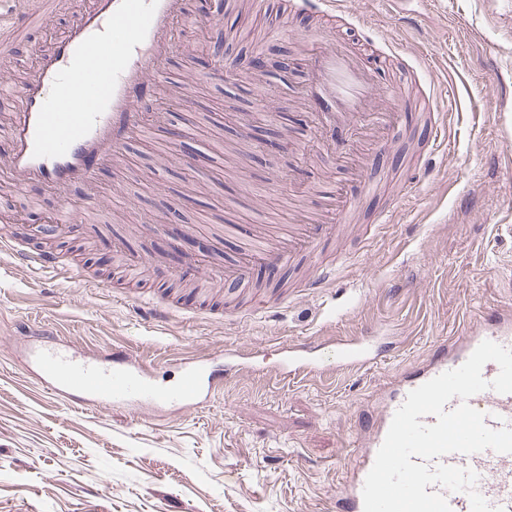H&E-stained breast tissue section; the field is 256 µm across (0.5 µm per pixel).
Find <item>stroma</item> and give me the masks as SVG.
Returning <instances> with one entry per match:
<instances>
[{
    "label": "stroma",
    "mask_w": 512,
    "mask_h": 512,
    "mask_svg": "<svg viewBox=\"0 0 512 512\" xmlns=\"http://www.w3.org/2000/svg\"><path fill=\"white\" fill-rule=\"evenodd\" d=\"M186 2L167 76L140 103L147 119L119 163L59 195L0 183L9 200L0 240L21 236L26 250L54 252L84 274L60 283L0 258V512H336L372 401L468 321L512 310V0H343L334 16L248 0L204 25L205 0ZM69 18L1 48L0 81L31 67ZM277 43L296 62L287 83L268 72L250 84L224 76L226 64ZM338 44L371 72L374 111L392 108L390 86L405 89L398 121L376 137L326 124L303 94L311 53ZM177 85L190 89L189 104ZM430 90L451 100L439 136L413 105ZM244 110L285 138L275 154L237 157L239 177L226 186L215 180L224 155L212 139L236 137ZM127 166L139 180L114 178ZM331 186L354 204L325 248L342 255L333 283L301 288L306 257L256 267L242 286L215 283L245 236L326 223L321 192ZM63 205L93 217L52 230L43 217ZM171 210L210 245L177 276L146 229ZM383 211L390 222L376 226ZM117 251L142 257L138 281L125 279ZM256 290L271 299L270 316L226 314L225 293ZM163 301L167 316L146 319L145 303ZM46 331L76 351L133 349L163 385L188 357L213 354L223 369L228 342L246 347L256 369L191 410L75 408L44 390L27 357ZM362 336L381 344L370 366L288 384L269 370L285 343L320 346L335 366L339 341Z\"/></svg>",
    "instance_id": "35a3bbf8"
}]
</instances>
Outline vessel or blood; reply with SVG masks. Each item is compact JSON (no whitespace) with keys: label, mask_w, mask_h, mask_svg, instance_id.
<instances>
[{"label":"vessel or blood","mask_w":512,"mask_h":512,"mask_svg":"<svg viewBox=\"0 0 512 512\" xmlns=\"http://www.w3.org/2000/svg\"><path fill=\"white\" fill-rule=\"evenodd\" d=\"M13 2L10 14L0 13V40L5 42L29 27L44 25L55 5L54 0ZM184 15V0H82L72 21L38 51L34 72L11 89L22 107L10 121L9 175L52 191L76 181L91 182L98 165L117 158L128 137L140 129L137 105L163 78ZM310 77L309 92L330 121L347 123L369 114L373 78L349 49L337 46L313 54ZM330 231L327 224H306L285 246L262 238L249 240V264L226 272L224 278L241 284L249 278L252 265L281 267L302 255L316 258ZM4 249L32 271L65 279L82 276L78 269L63 267L52 253H32L9 243ZM492 319L491 327L472 326L451 348L407 373L383 397L381 411L372 419L359 450L361 468L336 500L338 512H363L365 478L410 391L461 366L482 341L512 349V312H495ZM339 353L344 368H361L374 358L370 343L361 338L341 343ZM30 358L47 389L77 408L108 409L115 404L192 408L246 368L237 350L228 348L223 370H215L209 357H191L183 361L178 383L163 387L150 365L134 352L77 355L53 336L34 346ZM324 369L315 348L297 342L284 348L276 373L294 382ZM469 403L484 413L487 426L512 429V394L486 390ZM440 461L474 470L479 476L476 489L490 507L512 512V454L488 449L471 455L450 453Z\"/></svg>","instance_id":"obj_1"}]
</instances>
